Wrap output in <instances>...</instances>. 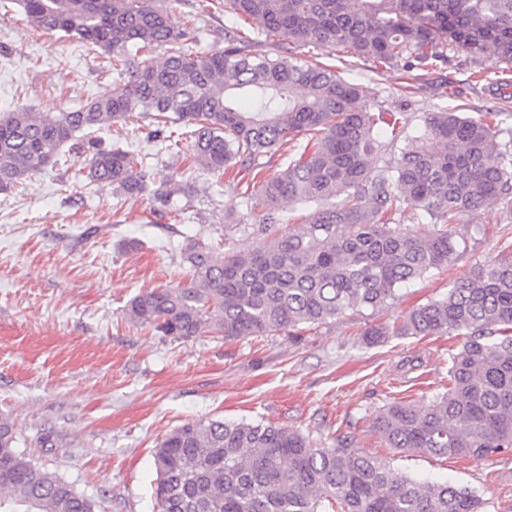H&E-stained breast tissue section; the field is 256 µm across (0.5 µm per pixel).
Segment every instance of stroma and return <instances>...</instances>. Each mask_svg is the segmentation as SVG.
I'll use <instances>...</instances> for the list:
<instances>
[{"label": "stroma", "mask_w": 512, "mask_h": 512, "mask_svg": "<svg viewBox=\"0 0 512 512\" xmlns=\"http://www.w3.org/2000/svg\"><path fill=\"white\" fill-rule=\"evenodd\" d=\"M173 27L201 55L224 47L236 28L224 0H169ZM295 57L343 64L365 103L392 112L447 106L475 116L511 112L498 93L512 67L476 81L487 60L452 54L435 72L374 70L339 59L335 48H294ZM98 47L27 21L14 0H0V110H76L118 85ZM150 119L81 132L80 140L127 138L145 156L168 206L129 198L114 187L75 180L84 156L62 148L56 164L0 191V414L15 423L19 447L42 470L91 498L95 512H156L153 455L157 444L190 419L263 422L334 445L344 439L412 477L477 490L487 512H512V454L477 460L386 448L372 422L393 400L424 402L448 385V356L459 336H409L366 346L369 327L393 322L416 305L445 295L479 264L512 244L501 203L463 215L466 241L452 265L413 281L382 310L346 311L304 327L227 340L205 333L174 340L129 320L124 309L139 292L183 282L187 236L238 248L255 246L248 226L261 216L247 196L245 173L214 177L192 166V143L178 147L149 137ZM233 213L241 225L225 228ZM138 240L125 249V240ZM47 444H39V436Z\"/></svg>", "instance_id": "stroma-1"}]
</instances>
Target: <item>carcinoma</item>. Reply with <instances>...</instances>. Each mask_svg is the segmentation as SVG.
I'll return each instance as SVG.
<instances>
[{
	"label": "carcinoma",
	"mask_w": 512,
	"mask_h": 512,
	"mask_svg": "<svg viewBox=\"0 0 512 512\" xmlns=\"http://www.w3.org/2000/svg\"><path fill=\"white\" fill-rule=\"evenodd\" d=\"M37 28L99 46L127 76L111 94L73 110L0 112V190L56 162L77 134L140 112L156 133L187 130L194 162L213 174L253 175L248 252L230 238L188 240L182 286L136 294L125 314L160 336L205 332L242 339L320 324L348 310L377 311L406 284L451 265L460 217L512 193V113L481 118L440 107L416 119L361 101L332 66L293 57L291 46L336 47L377 68L430 71L466 52L512 65V0H227L257 31L281 38L254 53L240 31L224 50L195 55L161 0H15ZM164 54L127 64L129 48ZM86 177L125 196L164 204L128 144L89 141ZM288 155L265 174L268 159ZM316 210L283 235L285 203ZM411 210L420 232L400 223ZM463 336L448 358V389L427 404L388 403L373 423L388 448L485 459L512 453V252L476 267L448 293L393 323L391 336ZM0 415V512H94L90 498L35 467ZM157 512H485L463 485L403 475L340 439L334 447L263 422L188 420L154 452Z\"/></svg>",
	"instance_id": "carcinoma-1"
}]
</instances>
